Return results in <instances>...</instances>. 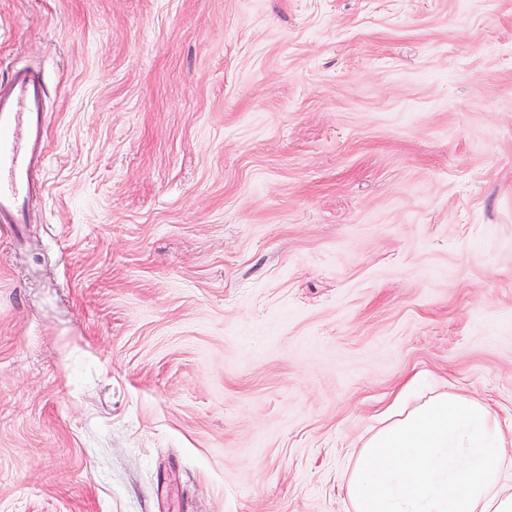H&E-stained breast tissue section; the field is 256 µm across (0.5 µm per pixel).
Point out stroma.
I'll return each mask as SVG.
<instances>
[{"label": "stroma", "instance_id": "obj_1", "mask_svg": "<svg viewBox=\"0 0 512 512\" xmlns=\"http://www.w3.org/2000/svg\"><path fill=\"white\" fill-rule=\"evenodd\" d=\"M18 65L0 512H351L415 376L512 424V0H0ZM46 97L41 75L30 67L0 81V224L31 223L46 162Z\"/></svg>", "mask_w": 512, "mask_h": 512}]
</instances>
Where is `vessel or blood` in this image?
I'll use <instances>...</instances> for the list:
<instances>
[{"mask_svg": "<svg viewBox=\"0 0 512 512\" xmlns=\"http://www.w3.org/2000/svg\"><path fill=\"white\" fill-rule=\"evenodd\" d=\"M46 90L32 68L0 81V224L30 223V204L46 162Z\"/></svg>", "mask_w": 512, "mask_h": 512, "instance_id": "1", "label": "vessel or blood"}]
</instances>
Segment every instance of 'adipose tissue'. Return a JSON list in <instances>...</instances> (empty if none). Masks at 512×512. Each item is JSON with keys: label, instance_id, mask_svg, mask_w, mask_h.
<instances>
[{"label": "adipose tissue", "instance_id": "ef3b65f1", "mask_svg": "<svg viewBox=\"0 0 512 512\" xmlns=\"http://www.w3.org/2000/svg\"><path fill=\"white\" fill-rule=\"evenodd\" d=\"M346 494L354 512H512V426L469 396L399 407L362 443Z\"/></svg>", "mask_w": 512, "mask_h": 512}]
</instances>
